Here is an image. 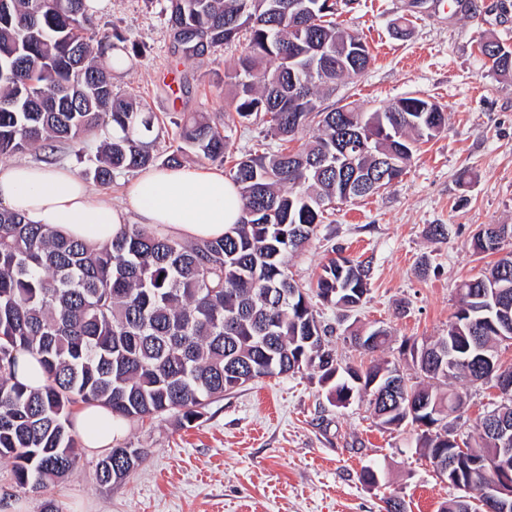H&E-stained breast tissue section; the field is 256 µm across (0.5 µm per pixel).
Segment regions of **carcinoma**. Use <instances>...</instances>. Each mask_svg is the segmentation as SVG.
Instances as JSON below:
<instances>
[{
    "mask_svg": "<svg viewBox=\"0 0 512 512\" xmlns=\"http://www.w3.org/2000/svg\"><path fill=\"white\" fill-rule=\"evenodd\" d=\"M291 0H167V30L186 27L202 38L183 55L202 57L231 42L241 45L230 78L236 93L224 124L191 113L178 124L182 146L164 159L156 153L159 119L113 92L102 62L109 50L129 58L126 39L99 28L87 0H0V158L47 151L52 161L62 145L75 146L107 131L94 165L83 176L109 185L116 174L156 163L181 164L187 152L224 163L227 129L254 121L282 141L316 125L318 135L295 150L280 149L236 161L229 176L237 185L246 219L220 239L185 242L142 224H130L109 243L90 248L45 224H28L0 209V459L12 463L15 483L38 492L68 476L80 444L75 412L89 403L122 421L174 413L191 423L224 392L249 382L316 368L344 407L353 377L369 382L387 362L359 370L341 361L325 343L328 330L313 300L345 309L369 292L370 266L330 258L316 287L288 275V254L302 250L323 222L327 206L375 193L394 161L405 171L418 144L440 134L446 112H425V98L397 99L383 111L364 112L348 103L324 110L321 98L336 93V81L354 80L368 69V47L348 59L336 54L344 39L328 0H306L304 19L288 12ZM296 42L325 47L316 59H293ZM322 71L317 77L311 69ZM373 123L376 139L361 147L358 133ZM479 253L504 251V238L472 242ZM506 252V251H504ZM512 317V250L459 288V306L438 341L466 337L468 344L494 346L503 330L498 306ZM388 333L376 329L354 343L381 348ZM39 359L46 384L30 389L14 380L17 352ZM444 388L404 384L406 396L440 401L453 413L462 396L445 386L467 379L465 366L438 374ZM381 425H410L429 459L448 447V428L421 429L403 413L379 416ZM480 460L472 500L453 499L441 512H478L482 485L508 470L485 432L473 448ZM145 451L112 447L98 463V479L127 477Z\"/></svg>",
    "mask_w": 512,
    "mask_h": 512,
    "instance_id": "cac0c4a2",
    "label": "carcinoma"
}]
</instances>
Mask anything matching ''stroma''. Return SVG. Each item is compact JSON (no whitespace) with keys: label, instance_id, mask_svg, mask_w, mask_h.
Returning <instances> with one entry per match:
<instances>
[{"label":"stroma","instance_id":"stroma-1","mask_svg":"<svg viewBox=\"0 0 512 512\" xmlns=\"http://www.w3.org/2000/svg\"><path fill=\"white\" fill-rule=\"evenodd\" d=\"M407 4L355 0L337 13L342 29L364 38L372 61L321 105L352 101L371 112L414 94L444 106L447 124L421 144L398 181L329 210L288 270L310 287L335 248L369 261L370 293L361 306L320 307L326 340L352 366L388 361L412 377L406 347L444 335L460 284L496 260L474 253L473 235L489 224H512V77L488 74L478 50L484 38L512 46V0H425L412 13ZM164 5L109 0L97 19L103 30L135 43L138 55L113 75V87L160 116L158 148L169 152L180 143L183 115L223 119L236 91L224 73L240 49L179 59L170 48ZM406 14L411 22L401 39L395 26ZM217 82L224 88L220 97ZM278 145L264 125L238 127L224 165ZM433 224L447 225V237L432 239ZM378 327L389 333L381 349L368 353L351 344V334ZM455 387L464 406L448 429L473 446L477 423L496 397L482 383ZM114 442L146 449L147 456L107 486L97 480V453H79L64 480L38 493L16 486L10 461H0V512H43L48 502L57 512H385L384 499L393 493L407 512H439L458 495L422 456L412 430L382 427L363 397L336 406L311 368L227 391L190 424L174 415L125 424ZM366 466L380 470L379 487L360 481Z\"/></svg>","mask_w":512,"mask_h":512}]
</instances>
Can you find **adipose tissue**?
<instances>
[{"label": "adipose tissue", "mask_w": 512, "mask_h": 512, "mask_svg": "<svg viewBox=\"0 0 512 512\" xmlns=\"http://www.w3.org/2000/svg\"><path fill=\"white\" fill-rule=\"evenodd\" d=\"M122 206L89 186L71 167L0 163V208L21 214L89 245H101L128 225L145 224L181 241L223 237L244 217L236 185L216 166L180 165L140 170L123 190ZM120 421L97 405L82 406L74 431L84 451L110 449Z\"/></svg>", "instance_id": "1"}]
</instances>
